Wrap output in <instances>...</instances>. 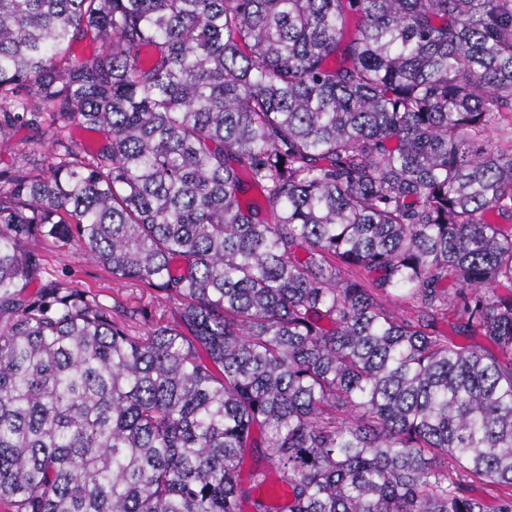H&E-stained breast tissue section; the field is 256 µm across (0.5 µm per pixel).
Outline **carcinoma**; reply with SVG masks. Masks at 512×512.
<instances>
[{"label": "carcinoma", "instance_id": "carcinoma-1", "mask_svg": "<svg viewBox=\"0 0 512 512\" xmlns=\"http://www.w3.org/2000/svg\"><path fill=\"white\" fill-rule=\"evenodd\" d=\"M21 128L11 512H512V0H0ZM37 238L174 319L43 279Z\"/></svg>", "mask_w": 512, "mask_h": 512}]
</instances>
